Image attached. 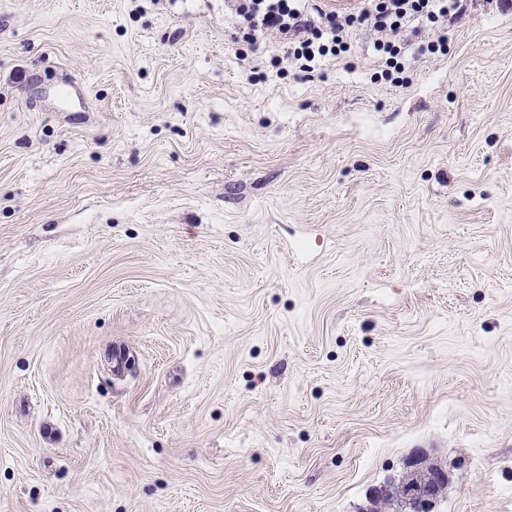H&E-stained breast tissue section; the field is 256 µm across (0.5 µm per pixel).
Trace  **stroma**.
<instances>
[{
    "instance_id": "35a3bbf8",
    "label": "stroma",
    "mask_w": 512,
    "mask_h": 512,
    "mask_svg": "<svg viewBox=\"0 0 512 512\" xmlns=\"http://www.w3.org/2000/svg\"><path fill=\"white\" fill-rule=\"evenodd\" d=\"M233 32L0 0V512H512V10L403 86ZM407 468L409 473H413L422 478L418 483L416 490H411L410 486L415 483L416 478L409 473L402 476L393 486L390 493L377 498L378 494L390 488L391 482L386 481L373 487L367 496V505L361 511H371V502L374 501L372 512L395 511L401 507V500L407 496L404 508L407 512H432L439 493V484L446 480L447 471L442 467L431 465L426 456L418 455L412 459ZM387 509V510H386Z\"/></svg>"
}]
</instances>
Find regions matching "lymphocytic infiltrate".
Masks as SVG:
<instances>
[{
	"instance_id": "lymphocytic-infiltrate-1",
	"label": "lymphocytic infiltrate",
	"mask_w": 512,
	"mask_h": 512,
	"mask_svg": "<svg viewBox=\"0 0 512 512\" xmlns=\"http://www.w3.org/2000/svg\"><path fill=\"white\" fill-rule=\"evenodd\" d=\"M230 14L245 31L272 32L287 44L292 59L311 70L321 62L351 56L356 31H369L373 49L383 61V77L402 83L405 71L404 34L433 30V37L419 46L421 54L447 55L448 39L440 28L445 21L462 17L463 0H358L339 12L327 0H230Z\"/></svg>"
}]
</instances>
